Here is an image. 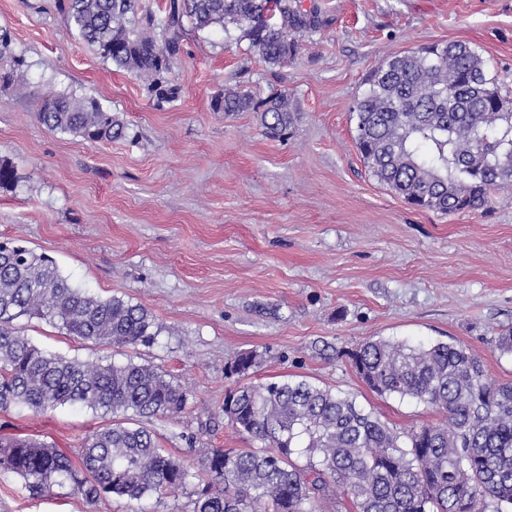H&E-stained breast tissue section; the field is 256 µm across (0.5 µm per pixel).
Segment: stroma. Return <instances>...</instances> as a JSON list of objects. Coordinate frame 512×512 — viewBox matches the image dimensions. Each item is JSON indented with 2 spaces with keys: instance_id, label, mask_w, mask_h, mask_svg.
<instances>
[{
  "instance_id": "1",
  "label": "stroma",
  "mask_w": 512,
  "mask_h": 512,
  "mask_svg": "<svg viewBox=\"0 0 512 512\" xmlns=\"http://www.w3.org/2000/svg\"><path fill=\"white\" fill-rule=\"evenodd\" d=\"M324 25L294 59L265 63L238 29L187 28L159 102L129 72L103 62L54 0H0V29L27 67L0 81V159L15 187L0 189V238L53 259L101 297L144 305L163 333L135 356L190 392L183 413L145 420L161 447L201 470L207 448L256 442L224 419L237 353L263 357L248 383L289 376L355 396L397 430L440 422L436 410L380 396L344 352L368 338L448 342L477 353L492 381H512L496 347L512 326V193L489 213L443 215L392 195L365 169L353 106L368 72L431 43L476 47L512 93V0H301ZM233 88L262 100L290 95V137L264 135L256 113L213 111ZM95 97L127 127L91 143L42 125L50 94ZM17 326L38 347L93 363L122 353L67 336L48 322ZM101 414L66 404L0 412V433L54 443L77 456ZM195 484L141 502L88 504L69 488L35 498L0 472V512H193Z\"/></svg>"
}]
</instances>
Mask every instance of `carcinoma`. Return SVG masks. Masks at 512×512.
I'll return each mask as SVG.
<instances>
[{"instance_id": "1", "label": "carcinoma", "mask_w": 512, "mask_h": 512, "mask_svg": "<svg viewBox=\"0 0 512 512\" xmlns=\"http://www.w3.org/2000/svg\"><path fill=\"white\" fill-rule=\"evenodd\" d=\"M269 2L169 0L160 20L139 14L138 0H58V7L99 58L165 101L175 93L169 74L184 52L186 17L197 29L234 26L270 65L293 59L300 36L323 26L315 5L275 0L270 17ZM366 85L353 109L355 144L380 184L445 215L486 213L500 191H512V98L475 48L437 43L387 57ZM213 110L255 112L273 139L287 137L295 121L286 93L257 101L228 89ZM38 119L91 142L126 136V125L90 96L50 94ZM23 317L106 348L150 346L162 333L145 306L91 294L44 255L0 241V411L79 403L114 418L85 437L78 467L53 443L1 434L0 472L22 478L34 496L67 484L90 504L183 489L189 469L132 421L182 413L188 391L130 357L93 364L48 353L19 334ZM345 356L373 392L423 403L444 422L401 432L356 398L306 379L239 384L225 394L224 418L261 447L208 449L194 512H320L335 496L355 512L512 508V382L489 381L461 344L368 338ZM259 364L257 352L244 351L225 369L244 377Z\"/></svg>"}]
</instances>
